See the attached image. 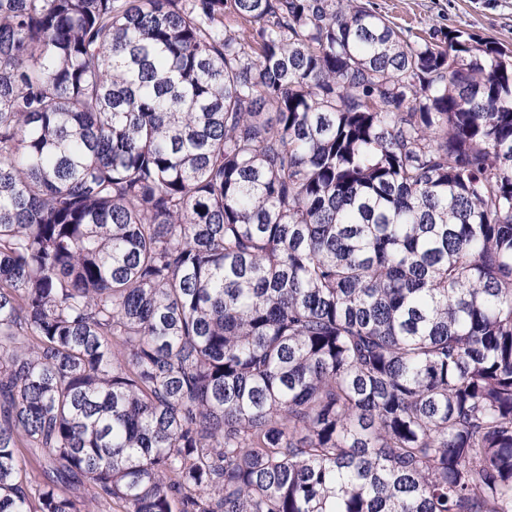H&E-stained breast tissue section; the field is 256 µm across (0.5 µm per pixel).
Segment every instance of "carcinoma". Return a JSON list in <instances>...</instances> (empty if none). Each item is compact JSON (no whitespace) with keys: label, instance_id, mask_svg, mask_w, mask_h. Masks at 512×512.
I'll return each mask as SVG.
<instances>
[{"label":"carcinoma","instance_id":"cac0c4a2","mask_svg":"<svg viewBox=\"0 0 512 512\" xmlns=\"http://www.w3.org/2000/svg\"><path fill=\"white\" fill-rule=\"evenodd\" d=\"M99 506L512 512V49L0 0V512Z\"/></svg>","mask_w":512,"mask_h":512}]
</instances>
